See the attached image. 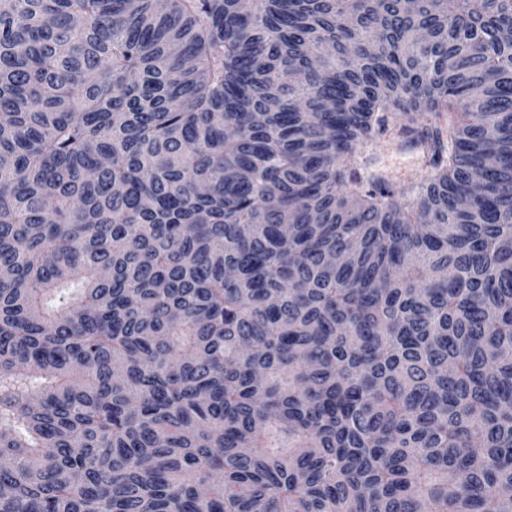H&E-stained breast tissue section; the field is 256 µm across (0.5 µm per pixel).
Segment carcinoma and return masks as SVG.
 Masks as SVG:
<instances>
[{
    "label": "carcinoma",
    "mask_w": 512,
    "mask_h": 512,
    "mask_svg": "<svg viewBox=\"0 0 512 512\" xmlns=\"http://www.w3.org/2000/svg\"><path fill=\"white\" fill-rule=\"evenodd\" d=\"M0 512H512V0H0ZM366 151L373 156V166L397 187L420 181L431 170L427 163L429 156L425 157L423 149L410 146L402 137L378 141Z\"/></svg>",
    "instance_id": "obj_1"
}]
</instances>
